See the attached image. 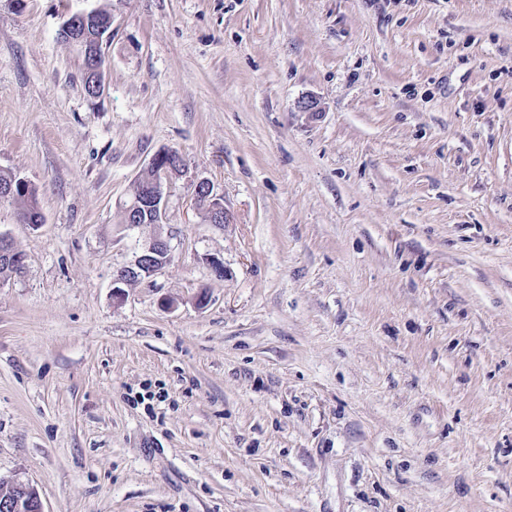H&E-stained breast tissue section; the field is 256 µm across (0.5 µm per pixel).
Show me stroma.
Masks as SVG:
<instances>
[{
	"instance_id": "1",
	"label": "stroma",
	"mask_w": 512,
	"mask_h": 512,
	"mask_svg": "<svg viewBox=\"0 0 512 512\" xmlns=\"http://www.w3.org/2000/svg\"><path fill=\"white\" fill-rule=\"evenodd\" d=\"M0 172L44 216L0 201V478L45 512H512V0H0ZM95 10L89 12H83L70 16L62 25L61 33L67 42L76 44L81 47L83 55L86 54L91 56V48L85 42V30L81 24L86 23ZM184 166V159L176 151H163L152 160L150 172L147 177L138 181L133 200L126 207V226L130 229L140 228L137 210L143 206L152 210L151 219L145 224L156 226V234L147 241L133 263L120 270L114 280V284H125L132 280L149 278L159 271L170 259L168 241L161 234L163 224V200L164 188L168 177L176 173ZM147 189V197L139 195L138 188ZM149 205V206H144ZM201 190L206 191L209 194L210 206L206 211V217L211 224H228L229 216L224 209V205L220 198H217L214 194L211 186L208 183L201 182L196 186V196Z\"/></svg>"
}]
</instances>
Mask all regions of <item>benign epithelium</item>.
Listing matches in <instances>:
<instances>
[{"label":"benign epithelium","mask_w":512,"mask_h":512,"mask_svg":"<svg viewBox=\"0 0 512 512\" xmlns=\"http://www.w3.org/2000/svg\"><path fill=\"white\" fill-rule=\"evenodd\" d=\"M93 12H83L70 16L62 25L61 33L67 42L81 47L86 54H91V46L85 42V30L82 24L87 22ZM103 55L99 54L93 59L90 72L94 74L95 93L102 95L105 89ZM184 166V159L176 151H163L152 160L150 172L147 177L138 181L137 186L147 189V197L134 193L133 200L126 207L127 227L135 229L141 227L138 210L146 205L152 210L149 223L158 228V232L147 241L133 263L120 270L114 280L117 287L114 296H123L121 285L142 278H149L159 271L170 259L168 241L159 232L163 226V200L164 188L168 177L179 171ZM208 192L210 206L206 211V217L212 224H227L229 216L224 209L221 199L217 198L211 186L201 182L196 186V191ZM0 512H45L41 497L37 489L23 482L6 483L0 480Z\"/></svg>","instance_id":"7a95c632"}]
</instances>
